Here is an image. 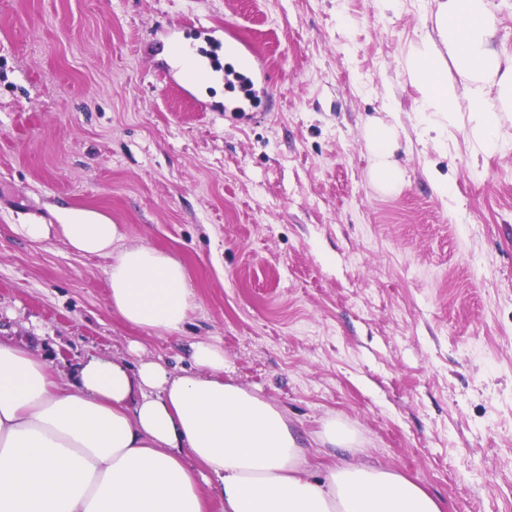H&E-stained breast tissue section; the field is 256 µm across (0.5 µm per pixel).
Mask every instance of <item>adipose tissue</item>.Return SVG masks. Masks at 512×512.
I'll return each instance as SVG.
<instances>
[{"instance_id":"adipose-tissue-1","label":"adipose tissue","mask_w":512,"mask_h":512,"mask_svg":"<svg viewBox=\"0 0 512 512\" xmlns=\"http://www.w3.org/2000/svg\"><path fill=\"white\" fill-rule=\"evenodd\" d=\"M432 32L406 65L426 125L464 129L492 146L512 112V56L495 46L491 0H435ZM366 137L372 178H401L395 126ZM40 242L59 233L83 255L110 258L109 303L124 323L173 333L195 305L183 265L125 243L94 210H60L57 225L23 224ZM191 372L154 361L129 366L92 357L67 381L30 351L0 340V512H207L199 473L216 479L223 512H445L441 499L404 474L344 461L308 468L296 428L272 400L224 375V353L199 342Z\"/></svg>"}]
</instances>
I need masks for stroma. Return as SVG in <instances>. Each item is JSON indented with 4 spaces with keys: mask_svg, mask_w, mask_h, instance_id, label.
Listing matches in <instances>:
<instances>
[{
    "mask_svg": "<svg viewBox=\"0 0 512 512\" xmlns=\"http://www.w3.org/2000/svg\"><path fill=\"white\" fill-rule=\"evenodd\" d=\"M433 0H0V336L67 376L93 356L221 348L306 434L352 429L446 512H512V114L493 148L424 138L406 60ZM232 30L268 80L249 120L165 49ZM403 172L372 179L366 126ZM447 175L438 197L429 171ZM90 208L179 260L180 332L109 305L103 257L19 225ZM138 340V353L128 349ZM366 137L373 156L372 178L384 189H392L401 178V169L395 163L398 131L395 126L375 123L368 127Z\"/></svg>",
    "mask_w": 512,
    "mask_h": 512,
    "instance_id": "1",
    "label": "stroma"
}]
</instances>
